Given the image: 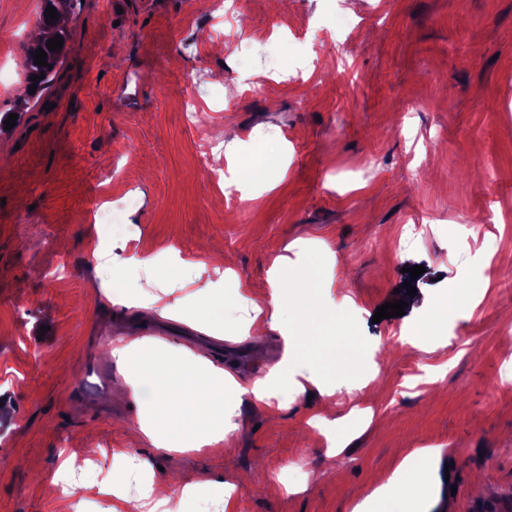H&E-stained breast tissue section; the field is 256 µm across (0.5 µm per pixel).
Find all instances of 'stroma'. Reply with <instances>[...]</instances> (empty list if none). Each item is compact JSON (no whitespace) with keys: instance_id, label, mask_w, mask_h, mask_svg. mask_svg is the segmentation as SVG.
I'll return each mask as SVG.
<instances>
[{"instance_id":"35a3bbf8","label":"stroma","mask_w":512,"mask_h":512,"mask_svg":"<svg viewBox=\"0 0 512 512\" xmlns=\"http://www.w3.org/2000/svg\"><path fill=\"white\" fill-rule=\"evenodd\" d=\"M231 5L83 0L51 85L31 97L42 2L0 0V72L12 82L0 90V512H107L116 450L187 483L236 484L259 468L277 484L239 487L226 512H353L373 477L417 448L449 465L435 512H490L512 497V381L501 378L512 364V0H248L229 20ZM350 19L359 26L342 52H322L296 81H256L259 64L232 49L272 34L288 45V72ZM188 112L205 113L206 129L188 127ZM228 123L238 154L204 158L203 141ZM257 155L255 175L225 186L224 167ZM107 198L120 205L117 239L92 217ZM212 244L224 260L196 269ZM147 256L156 268L130 271L127 286L178 302L177 316L140 320L113 305V258ZM279 258L310 274L301 297L317 305L330 290L344 316L311 328V364L335 384L339 414L361 366L376 363L346 449L328 455L309 425L322 398L303 394L242 404L215 450L153 453L113 348L151 337L241 382L266 376L283 342L271 330L253 350L245 298ZM471 280L484 298L449 324L443 352L402 343L428 326L439 295ZM204 286L224 310L203 304ZM398 299L404 315L373 322ZM95 363L111 371L87 393L79 382ZM87 448L76 497L48 495L64 457Z\"/></svg>"}]
</instances>
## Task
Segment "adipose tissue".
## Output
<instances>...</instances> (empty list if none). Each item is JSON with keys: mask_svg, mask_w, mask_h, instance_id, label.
<instances>
[{"mask_svg": "<svg viewBox=\"0 0 512 512\" xmlns=\"http://www.w3.org/2000/svg\"><path fill=\"white\" fill-rule=\"evenodd\" d=\"M257 292V299L250 302L252 315L246 328L253 347L261 349L267 331L273 329L280 332L285 351L281 361L253 384L240 383L202 356L184 355L173 346L159 351L145 338L113 350V359L126 373L127 387L144 409L140 432L155 452L202 453L220 446L235 430L234 417L246 396L266 408L283 395H298L310 386L323 397L333 395V387L304 365L315 352L311 338L289 329L293 323L307 325L310 311L296 304L281 269H274ZM476 292L472 286L436 300L428 334L405 337V344L431 353L444 349L449 319L471 316L475 307L469 299ZM266 295L271 298L267 305L262 302ZM113 461V482L105 490L112 499L111 512H170L168 504L176 494L187 500L205 493L225 503L235 491L224 482L199 485L156 479L147 459L122 451L114 452ZM440 462L439 449H414L386 478L378 480L360 504V512H427Z\"/></svg>", "mask_w": 512, "mask_h": 512, "instance_id": "1", "label": "adipose tissue"}]
</instances>
